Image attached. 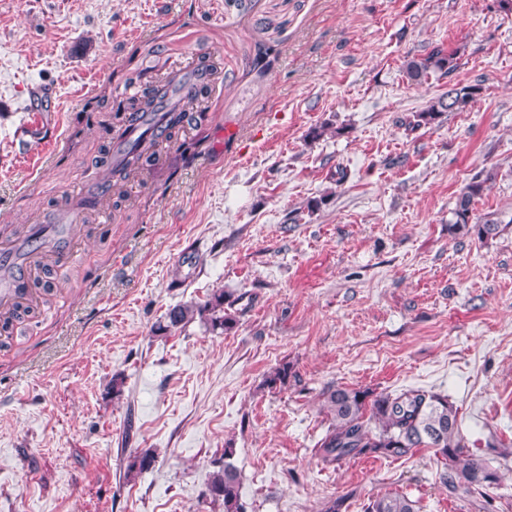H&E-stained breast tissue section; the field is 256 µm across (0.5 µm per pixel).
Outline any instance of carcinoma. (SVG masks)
Masks as SVG:
<instances>
[{"instance_id": "cac0c4a2", "label": "carcinoma", "mask_w": 512, "mask_h": 512, "mask_svg": "<svg viewBox=\"0 0 512 512\" xmlns=\"http://www.w3.org/2000/svg\"><path fill=\"white\" fill-rule=\"evenodd\" d=\"M457 68L456 52L442 45L433 47L422 58H411L405 64L409 80L426 81L437 74L444 78ZM210 80L199 82L194 91L176 102L178 110L167 113L166 141L176 143L187 132V127L203 111L210 92ZM478 85L454 87L432 101L426 108L413 113L406 122L410 130L435 123L443 113L461 111L480 95ZM162 84H148L140 93L129 98L124 107L125 121H132L158 111L165 101ZM157 161L155 142L143 140L130 148L123 161L109 170L108 191L122 197L124 183L133 175ZM489 178L474 179L458 197L454 209V221L449 231L457 236L472 234L483 240L498 234V221L487 219L472 222L471 205L488 188ZM227 297L218 291L204 302H186L175 305L166 313L167 323L158 331L183 328L199 319L212 329L227 331L234 327L236 319L224 308ZM291 369L283 364L270 372L265 385L271 389L288 385ZM324 409L330 417V425L324 437L317 443L316 453L326 466L338 464L347 458L403 457L415 448H432L445 461L441 478L448 490L459 488L466 491L484 492L497 484L499 475L489 465L465 450L460 435L458 415L448 397L409 389L398 393L370 389L331 388L324 393ZM233 449H224V464L211 475L207 495L224 505V512H246L241 502L240 478L230 462ZM157 461L156 450L142 448L127 465V472L142 473L151 469ZM365 512H419L416 502L402 494L385 493L370 500Z\"/></svg>"}]
</instances>
